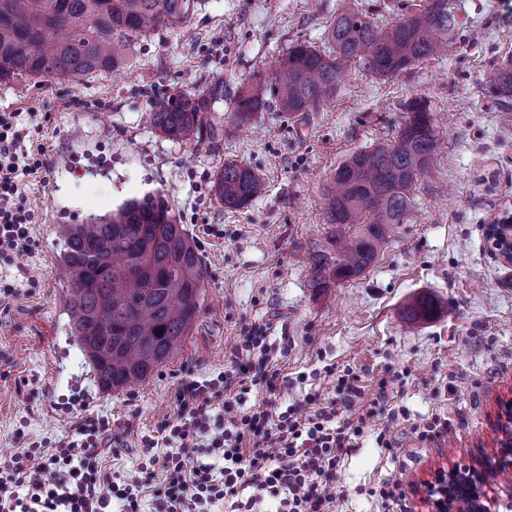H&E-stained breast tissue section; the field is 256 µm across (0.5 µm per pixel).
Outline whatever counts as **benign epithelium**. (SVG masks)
Instances as JSON below:
<instances>
[{
    "instance_id": "1",
    "label": "benign epithelium",
    "mask_w": 512,
    "mask_h": 512,
    "mask_svg": "<svg viewBox=\"0 0 512 512\" xmlns=\"http://www.w3.org/2000/svg\"><path fill=\"white\" fill-rule=\"evenodd\" d=\"M485 234L490 246L506 264L512 265V223L488 224ZM497 419L493 459H483L467 470L455 465L439 464L430 478L416 484V492L426 512H459L458 503H467L468 512H497V507L512 509V489L504 488L505 497L494 500L484 488L491 477L503 469L512 467V398L497 404Z\"/></svg>"
}]
</instances>
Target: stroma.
<instances>
[{"mask_svg":"<svg viewBox=\"0 0 512 512\" xmlns=\"http://www.w3.org/2000/svg\"><path fill=\"white\" fill-rule=\"evenodd\" d=\"M345 2L201 0L185 25L136 40L120 75L0 87V113L16 115L18 150H44L50 164L46 177L21 187L34 250L0 260V289H15L0 305V456L29 440L54 447L82 417L102 414L122 447L105 453L107 475L133 474L140 438L172 413L178 384L227 370L230 352L255 326L283 350L282 407L312 393L335 399L318 378L328 364L359 375L368 401L379 397L380 376L397 378L387 401L407 413L392 426L398 452L378 448L376 431L387 425L378 415L341 463L344 494L333 512H421L414 480L437 463L464 466L492 454L496 400L512 395V268L484 227L512 214V102L493 85L501 63L512 61V0H450L456 45L391 79L349 67L319 111L259 112L241 130L217 105L208 115L224 127L215 151L169 141L145 121L157 98L178 91L220 78L229 95L251 75L271 80L289 44H320ZM414 97L434 111L439 148L413 187L408 220L364 273L311 287V255L333 232L325 211L332 175L353 152L391 141ZM32 106L34 126L25 119ZM232 159L267 183L263 197L238 210L212 190ZM153 193L168 200L202 254V310L172 361L131 389L103 392L69 334L59 230ZM420 294L442 310L407 325L402 309ZM431 414L452 430L416 442L412 425ZM389 479L402 483L403 505L368 496Z\"/></svg>","mask_w":512,"mask_h":512,"instance_id":"1","label":"stroma"}]
</instances>
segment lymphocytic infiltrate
<instances>
[{
	"instance_id": "obj_1",
	"label": "lymphocytic infiltrate",
	"mask_w": 512,
	"mask_h": 512,
	"mask_svg": "<svg viewBox=\"0 0 512 512\" xmlns=\"http://www.w3.org/2000/svg\"><path fill=\"white\" fill-rule=\"evenodd\" d=\"M11 118L0 115V257L34 247L31 215L19 201L24 178L48 165L44 152L18 153ZM265 328H252L229 355V370L198 381L183 380L172 396L174 412L142 437L135 476L119 483L102 472L100 444L113 434L104 415L85 417L71 435L47 448L30 442L0 458V512H141V494L152 489V512H261L265 498L275 512H330L342 496L337 473L344 449L353 447L376 414L365 402L357 375L329 365L324 381L342 404L281 409L280 374ZM262 386L267 395L241 410L244 394ZM346 418H338L337 406ZM53 481H44V473Z\"/></svg>"
}]
</instances>
